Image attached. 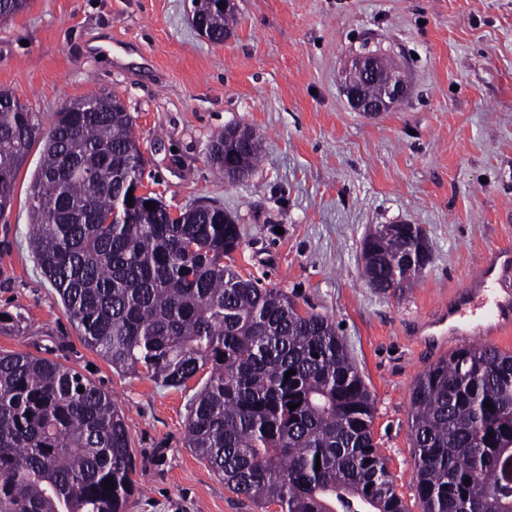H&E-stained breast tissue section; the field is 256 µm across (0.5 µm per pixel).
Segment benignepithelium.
<instances>
[{
    "instance_id": "1",
    "label": "benign epithelium",
    "mask_w": 512,
    "mask_h": 512,
    "mask_svg": "<svg viewBox=\"0 0 512 512\" xmlns=\"http://www.w3.org/2000/svg\"><path fill=\"white\" fill-rule=\"evenodd\" d=\"M344 91L352 107L367 115H377L401 101L408 92L404 78L388 75L381 59L363 55L354 59L345 69ZM373 84L380 87L381 94L375 101H369L360 94V87Z\"/></svg>"
}]
</instances>
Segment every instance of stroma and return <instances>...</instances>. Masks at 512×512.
Masks as SVG:
<instances>
[{"label":"stroma","mask_w":512,"mask_h":512,"mask_svg":"<svg viewBox=\"0 0 512 512\" xmlns=\"http://www.w3.org/2000/svg\"><path fill=\"white\" fill-rule=\"evenodd\" d=\"M192 0H31L0 26V88L49 128L56 112L116 92L148 159L143 189L171 211L220 203L240 228L232 261L299 311L337 325L375 398L374 439L409 512L410 394L443 356L430 322L457 310L495 248L512 246V0H235L222 43L199 35ZM388 59L409 91L367 116L348 103L345 64ZM260 135L263 159L231 185L208 148L226 126ZM34 144L0 215V351L62 361L125 414L138 491L128 512H278L232 493L185 446L188 407L208 371L162 388L112 368L80 339L28 246ZM417 224L431 261L408 291L371 288L362 242Z\"/></svg>","instance_id":"35a3bbf8"}]
</instances>
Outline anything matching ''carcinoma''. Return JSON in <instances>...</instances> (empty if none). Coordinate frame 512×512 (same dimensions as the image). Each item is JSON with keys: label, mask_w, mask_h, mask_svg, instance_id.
<instances>
[{"label": "carcinoma", "mask_w": 512, "mask_h": 512, "mask_svg": "<svg viewBox=\"0 0 512 512\" xmlns=\"http://www.w3.org/2000/svg\"><path fill=\"white\" fill-rule=\"evenodd\" d=\"M29 4L0 0V22ZM218 4L202 0L201 23L220 43L236 16ZM38 141L28 240L84 344L166 388L210 369L191 398L186 447L262 509L408 512L374 440V398L329 318L300 313L287 293L224 263L239 245L224 208L174 216L149 193L127 201L146 158L120 98L73 102L44 132L0 89V213ZM261 152L257 136L221 134L209 160L234 183ZM420 234L377 226L363 242L377 257L363 265L365 281L384 294L408 286L421 269L403 258ZM411 407L421 512H512V353L452 351L417 378ZM134 473L109 393L54 359L0 353V512H125Z\"/></svg>", "instance_id": "1"}]
</instances>
